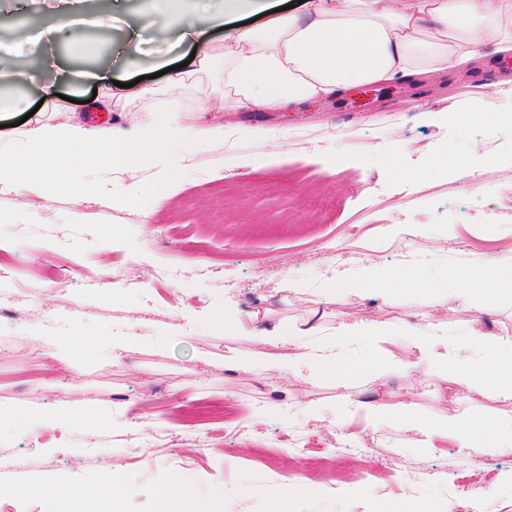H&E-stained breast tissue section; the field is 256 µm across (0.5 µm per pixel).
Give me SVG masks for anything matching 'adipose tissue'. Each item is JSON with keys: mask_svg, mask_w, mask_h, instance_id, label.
<instances>
[{"mask_svg": "<svg viewBox=\"0 0 512 512\" xmlns=\"http://www.w3.org/2000/svg\"><path fill=\"white\" fill-rule=\"evenodd\" d=\"M263 16L256 29L236 27V20ZM227 26L220 52L202 45L207 28ZM161 32L163 40L198 43L192 68L172 73L170 87L184 86L197 75H211L215 57H222L224 101L235 110L283 107L304 100H327L350 85L386 82L426 70L445 71L473 57L477 43L512 49V0H334L331 9L299 15L278 10L275 0H224L213 8L203 0H155L143 15L132 16L124 40L139 41L144 29ZM144 111L154 119L146 133L130 138L112 126L88 125L80 120L61 124L26 122L8 136L0 135V194L26 185L38 190L64 187L79 179L78 161L108 169L135 172L139 163H161L173 146L193 148L201 138L224 135L217 124L199 131L169 124L155 113L153 90H141ZM512 282V262L486 257L465 270L459 279L460 297L488 303L503 282ZM353 284L371 292L391 287L411 295L435 294L438 282L428 271L415 269L393 275L365 264ZM391 324L381 320H340L330 333L313 342H294L279 336H248V348L225 356V365L255 373L278 368L294 380L321 372L346 379L378 370L377 342L390 337ZM370 346L362 354L351 348L361 341ZM476 356L458 360L437 318H429L409 335V346L398 367L413 372L442 367L463 399L512 402V336H486L470 329ZM60 371L72 370L76 357L94 347L112 356L126 350L123 336H87L69 326L59 336L45 337ZM395 417L407 430L448 435L461 448H512V415L493 409L480 416L448 412L433 418L417 414L404 402L386 412L382 406L356 403L336 419L337 429L361 422L371 427ZM39 422L64 428L77 423L89 432L112 428L111 412L76 415L67 402L39 414Z\"/></svg>", "mask_w": 512, "mask_h": 512, "instance_id": "ef3b65f1", "label": "adipose tissue"}]
</instances>
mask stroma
Returning a JSON list of instances; mask_svg holds the SVG:
<instances>
[{
    "label": "stroma",
    "instance_id": "stroma-1",
    "mask_svg": "<svg viewBox=\"0 0 512 512\" xmlns=\"http://www.w3.org/2000/svg\"><path fill=\"white\" fill-rule=\"evenodd\" d=\"M90 32L80 27L71 43L38 46L55 55L66 80L55 82L56 69L46 68L41 81L14 83L36 105V119L85 117L94 87L86 74L104 70L122 83L143 78L174 122L220 123L224 138L200 142L190 169L172 162L165 180L148 165L132 177L87 169L86 179L111 180L112 203L92 206L79 222L68 191L45 192L39 219L28 214L27 190L0 195V210L14 216L0 223V405L36 412L62 399L77 413L94 406L122 421L95 437L77 426L0 423V481L29 488L1 498L0 507L47 512L35 485L50 480L70 494L96 486L108 465L127 489L123 512H170L163 493L177 475L190 497L224 512H390L407 498L436 512H512L510 449L460 448L437 436L427 444L396 422L354 435L333 427L351 400L388 409L408 401L425 417L478 412L457 398L445 371L415 379L394 362L428 313L442 320L459 360L473 356L461 339L474 308L454 289L469 264L512 247V128L461 116L512 115V51L488 45L455 69L347 89L340 104L228 112L220 82L206 77L172 90L160 76L161 63L187 61L192 44L123 49L114 29L99 53ZM45 81L55 82L56 97H43ZM474 139L484 160L460 153L435 168L449 147ZM430 166V182L404 177ZM152 192L162 194L159 205L148 201ZM420 258L447 275L441 299L316 291L324 277L349 279L363 263L400 272ZM201 266L208 274H198ZM166 267L178 278L156 279ZM287 278L304 291H284ZM81 301L85 334L121 331L133 341L120 361L96 348L62 372L31 336L33 314L53 310L59 331ZM216 314L237 319L240 329L206 330ZM342 317L394 324L392 338L378 345L382 373L344 387L325 372L294 388L275 369L224 366L243 335L290 331L304 341L331 332ZM301 407L322 415L297 418ZM308 440L345 462L349 478L302 479L297 456Z\"/></svg>",
    "mask_w": 512,
    "mask_h": 512
}]
</instances>
